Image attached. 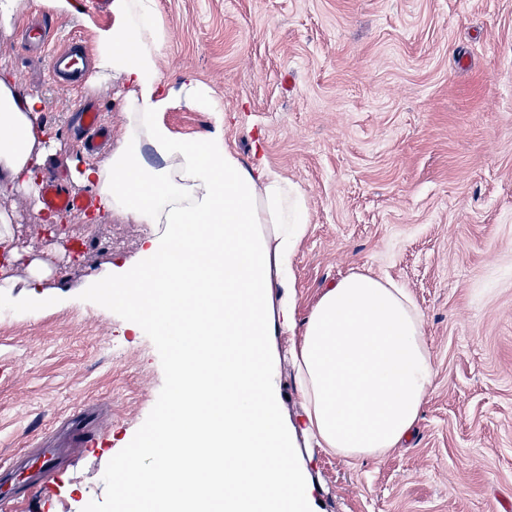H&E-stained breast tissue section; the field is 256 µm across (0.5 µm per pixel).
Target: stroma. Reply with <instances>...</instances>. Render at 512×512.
<instances>
[{
    "instance_id": "stroma-1",
    "label": "stroma",
    "mask_w": 512,
    "mask_h": 512,
    "mask_svg": "<svg viewBox=\"0 0 512 512\" xmlns=\"http://www.w3.org/2000/svg\"><path fill=\"white\" fill-rule=\"evenodd\" d=\"M172 88L192 72L224 110V142L303 189L310 228L294 256L299 318L328 285L366 271L407 288L424 315L435 378L403 445L348 460L308 447L296 370L273 367L280 414L309 489L308 512H512V0H157ZM52 45L110 12L59 15L21 0L0 26V67L43 102L58 150L47 180L68 184L97 107L119 131L118 80L53 83L48 55L23 48L31 17ZM36 202L1 197L27 225L22 260L0 269V467L89 403L108 448L78 449L31 495L32 512H114L112 461L157 428L170 396L168 339L130 328L91 278L137 263L151 227L67 214L60 235ZM50 270L34 280L27 267Z\"/></svg>"
}]
</instances>
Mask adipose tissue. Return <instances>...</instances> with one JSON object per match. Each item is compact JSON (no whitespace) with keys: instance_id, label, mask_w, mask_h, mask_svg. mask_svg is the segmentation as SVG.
Masks as SVG:
<instances>
[{"instance_id":"1","label":"adipose tissue","mask_w":512,"mask_h":512,"mask_svg":"<svg viewBox=\"0 0 512 512\" xmlns=\"http://www.w3.org/2000/svg\"><path fill=\"white\" fill-rule=\"evenodd\" d=\"M110 10L111 24L95 30L94 68L126 90L122 132L99 160L67 159V172L92 190L97 217L152 225L140 263L96 285L132 328L154 326L173 353V405L140 438L141 458L114 459V494L150 500L156 512H226L229 494L306 501L270 378L273 326L303 329L291 354L306 437L358 460L398 447L419 419L434 380L423 315L406 288L366 272L325 288L304 324L292 292L271 305L310 227L303 190L265 163L243 165L224 143L223 119L174 134L160 113L184 102L213 112L215 102L189 73L179 91L166 87L157 0H111ZM40 109L0 71V196L39 190L52 155Z\"/></svg>"}]
</instances>
